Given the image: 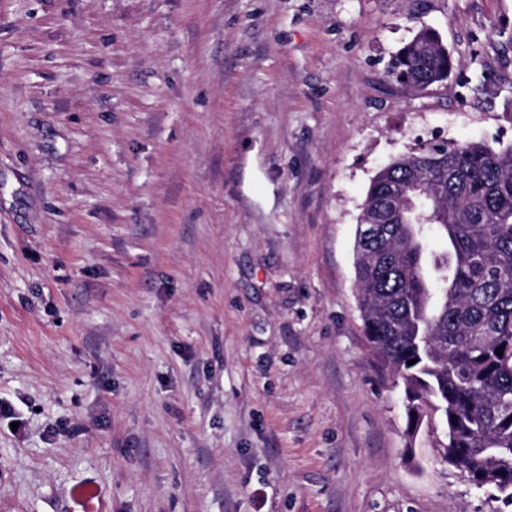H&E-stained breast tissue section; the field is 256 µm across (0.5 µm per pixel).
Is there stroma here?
Listing matches in <instances>:
<instances>
[{"label":"stroma","instance_id":"stroma-1","mask_svg":"<svg viewBox=\"0 0 512 512\" xmlns=\"http://www.w3.org/2000/svg\"><path fill=\"white\" fill-rule=\"evenodd\" d=\"M435 139L512 144V0H0V512H512L363 336L359 207ZM453 68V60L438 32L426 25L395 54L388 74L413 90H424L443 82Z\"/></svg>","mask_w":512,"mask_h":512}]
</instances>
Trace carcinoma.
I'll return each instance as SVG.
<instances>
[{"label":"carcinoma","mask_w":512,"mask_h":512,"mask_svg":"<svg viewBox=\"0 0 512 512\" xmlns=\"http://www.w3.org/2000/svg\"><path fill=\"white\" fill-rule=\"evenodd\" d=\"M452 68L423 25L388 74L420 91ZM376 222L383 235L365 237ZM435 236L446 251L428 250ZM354 271L363 335L402 386L408 424L438 415L448 464L512 502V144L427 142L378 170L357 217Z\"/></svg>","instance_id":"obj_1"}]
</instances>
